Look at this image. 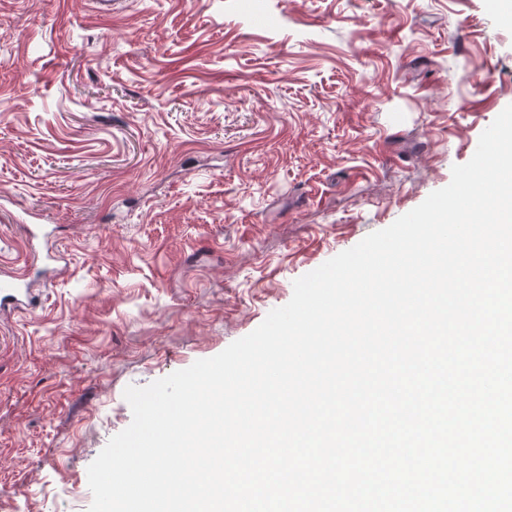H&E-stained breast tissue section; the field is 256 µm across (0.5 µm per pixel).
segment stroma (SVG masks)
Segmentation results:
<instances>
[{
	"label": "stroma",
	"instance_id": "35a3bbf8",
	"mask_svg": "<svg viewBox=\"0 0 512 512\" xmlns=\"http://www.w3.org/2000/svg\"><path fill=\"white\" fill-rule=\"evenodd\" d=\"M512 105L500 0H0V512H87L127 386L213 357L447 186ZM38 288H29L24 271L0 278V315L25 310L33 305Z\"/></svg>",
	"mask_w": 512,
	"mask_h": 512
}]
</instances>
